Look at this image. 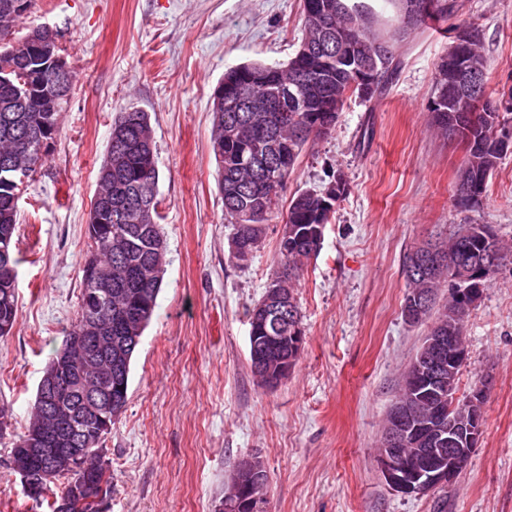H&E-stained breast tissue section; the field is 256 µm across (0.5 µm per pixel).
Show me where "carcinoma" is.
I'll return each mask as SVG.
<instances>
[{"label": "carcinoma", "instance_id": "carcinoma-1", "mask_svg": "<svg viewBox=\"0 0 512 512\" xmlns=\"http://www.w3.org/2000/svg\"><path fill=\"white\" fill-rule=\"evenodd\" d=\"M316 0H304L303 36L301 43L315 44L321 32L310 17V6ZM338 12L330 20L335 29L352 34L358 54L365 59L376 58L378 80L368 93L354 84L351 67L336 61V57L315 51L308 57L293 56L286 69L277 72L262 63L241 64L227 69L222 82L238 87L235 94L213 92L211 152L218 163V191L224 204V216L235 225L234 236L242 243L257 237L255 225L270 218L279 193L294 169L309 137L296 138L293 130L306 125L328 126L314 138L329 133L336 125L347 95L364 100L378 99L385 93L399 71L402 60L395 43L431 20H451L457 12L455 0H425L424 13L410 27L402 26L401 5L404 0H389L396 9L397 26L391 36L376 29V19L364 0H337ZM34 0H0V36L11 34L15 40L28 44L10 52L0 45V235L13 240L19 222L20 188L12 181L13 168L34 173L47 153L50 140L59 130L60 114L65 99L59 94V65L54 56L61 52L59 38L46 36L30 38L18 34L19 21L26 15L22 6ZM320 67L326 71L323 85L308 86L300 81L304 68ZM264 72L261 81L244 82L240 73ZM488 77L482 74L478 88L466 82L454 86L452 109L462 111L468 118L448 126V114L429 109L431 123L442 134L455 137L465 145V155L458 170L456 186L476 189L477 206L486 192L488 179L497 170L510 150L503 149L498 125L505 115L492 112L487 106L474 104L481 97L493 101L487 90ZM262 100L273 107L271 112H250L246 103ZM159 171L156 144L147 112L133 109L121 111L112 120L105 160L98 172V189L91 200L90 211L101 221L88 224L93 251L81 268V292L76 323L63 347L76 339H86L97 347L101 359H106L108 335L126 337L124 385H129L131 364L139 342L134 340L139 326L132 323L120 331L111 329L117 316L127 306L142 302L147 305L144 320L151 321L161 291L163 278L155 268L166 265V243L163 238L157 203L148 198L157 196ZM151 205L145 218L136 211L140 204ZM258 205L264 216H248V209ZM331 208L318 211L314 192L303 191L291 199L284 226L288 240L279 241L280 267L269 284L281 289L288 297V316L302 321L301 310L294 297V288L303 272L305 262L317 254L321 243L315 230L330 223ZM444 263L438 272L428 277L412 271L415 249L404 257L403 269L407 294L427 298L430 305L424 310L419 324L431 322L429 336H444L458 343L465 340L466 311L455 305L456 269L460 266L477 271L478 283L489 286L502 267L512 265V248L489 232L486 224H465L454 237L439 241ZM493 252L497 264H486V255ZM96 264L98 279L112 281V294L98 293L96 281L88 276L89 264ZM18 260L12 244L0 253V339L12 335L18 318V276L14 275ZM449 287L448 302L438 304L442 288ZM265 337L258 353L264 358L277 357L296 365L300 352L285 330L259 331ZM410 360L400 387L399 396L408 394L413 386H428L425 376L412 371L417 356ZM66 414L42 400H34L31 415L23 430L15 436L13 447L29 448L36 436L44 432H62L66 439L58 448H76L86 457V467L79 471L59 469L44 477L46 461L35 456L27 461L34 491L28 498L39 503L48 493L50 512H99L98 500L112 495V483L104 459L102 439H98L82 419V394L76 390L58 400Z\"/></svg>", "mask_w": 512, "mask_h": 512}]
</instances>
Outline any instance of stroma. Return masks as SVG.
I'll use <instances>...</instances> for the list:
<instances>
[{"label": "stroma", "instance_id": "stroma-1", "mask_svg": "<svg viewBox=\"0 0 512 512\" xmlns=\"http://www.w3.org/2000/svg\"><path fill=\"white\" fill-rule=\"evenodd\" d=\"M455 23L483 31L488 90L512 86V0H457ZM303 0H35L21 32L60 33L77 75L60 131L19 200V296L0 340V405L25 423L43 370L70 331L87 224L112 117L148 112L157 147L159 223L167 255L155 313L131 366L128 400L106 435L108 512H215L237 462L264 460L270 512H512V265L465 318L458 397L489 382L483 435L460 475L423 496L395 492L376 464L383 423L426 326L401 314L403 258L429 238L487 224L512 243V156L480 204L456 206L460 141L428 106L449 23L400 42L383 97H349L331 132L308 143L248 262L230 254L233 226L210 150L212 94L225 70L293 57ZM343 177L346 192L294 294L304 343L269 391L249 360L248 312L278 265L281 225L298 193ZM0 439V512H48L23 492Z\"/></svg>", "mask_w": 512, "mask_h": 512}]
</instances>
